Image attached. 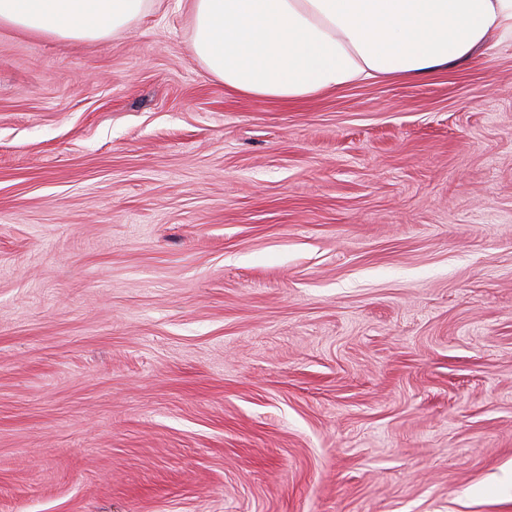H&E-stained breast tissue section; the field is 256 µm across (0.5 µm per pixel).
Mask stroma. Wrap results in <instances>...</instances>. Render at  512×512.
<instances>
[{"instance_id": "35a3bbf8", "label": "stroma", "mask_w": 512, "mask_h": 512, "mask_svg": "<svg viewBox=\"0 0 512 512\" xmlns=\"http://www.w3.org/2000/svg\"><path fill=\"white\" fill-rule=\"evenodd\" d=\"M191 36L0 27V512H512V43L288 104Z\"/></svg>"}]
</instances>
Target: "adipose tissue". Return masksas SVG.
<instances>
[{
  "label": "adipose tissue",
  "mask_w": 512,
  "mask_h": 512,
  "mask_svg": "<svg viewBox=\"0 0 512 512\" xmlns=\"http://www.w3.org/2000/svg\"><path fill=\"white\" fill-rule=\"evenodd\" d=\"M149 0H0V26L63 41L118 34ZM191 49L225 87L295 102L425 78L512 41V0H189Z\"/></svg>",
  "instance_id": "ef3b65f1"
}]
</instances>
